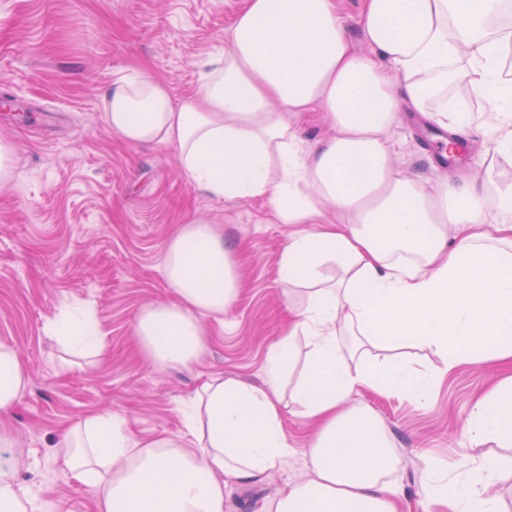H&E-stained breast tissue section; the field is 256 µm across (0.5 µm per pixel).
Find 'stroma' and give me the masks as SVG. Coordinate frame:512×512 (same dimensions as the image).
<instances>
[{
  "instance_id": "stroma-1",
  "label": "stroma",
  "mask_w": 512,
  "mask_h": 512,
  "mask_svg": "<svg viewBox=\"0 0 512 512\" xmlns=\"http://www.w3.org/2000/svg\"><path fill=\"white\" fill-rule=\"evenodd\" d=\"M244 0H0V141L13 149L11 177L0 181V340L23 362L29 385L6 420L23 453L21 482L41 512H98L76 478L58 473L55 448L84 415L123 414L136 437L181 435L190 399L221 375L251 384L265 378L270 349L291 310L304 302L285 293L279 261L295 227L278 220L267 200L224 201L190 181L174 147L131 146L104 120L102 95L120 77L141 71L166 83L174 101L200 83L202 64L229 49ZM456 79L448 101L472 109L465 160L440 162L435 125L401 110L388 133L396 172L426 189L475 173L487 196L512 188V155L497 153L480 125L485 103H472L463 57L448 64ZM204 220L239 248L243 288L186 368L149 364L134 336L137 312L172 301L162 265L170 236ZM67 305L90 306L105 336L96 361L73 356L51 339L49 324ZM411 367L432 375L435 389L415 405L370 387L352 405L377 414L398 458L390 473L402 512H422L425 456L441 460L449 480L475 459H494L493 489L512 512V448L472 446L461 429L473 402L512 375L500 362L443 372L431 351L406 347ZM284 425L292 453L263 481L237 489L227 512H261L265 502L311 467L310 429L297 404Z\"/></svg>"
}]
</instances>
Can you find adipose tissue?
<instances>
[{
  "mask_svg": "<svg viewBox=\"0 0 512 512\" xmlns=\"http://www.w3.org/2000/svg\"><path fill=\"white\" fill-rule=\"evenodd\" d=\"M500 3L364 0L355 44L335 0H245L231 50L208 62L181 102L139 73L104 92L105 122L124 142L174 146L205 192L268 199L280 223L296 225L279 277L308 295L271 349L263 385L212 378L194 397L187 434L139 439L111 411L76 423L56 457L99 512H224L234 489L283 464L291 448L278 391L301 343L307 362L290 398L317 426L307 450L312 471L267 512H398L400 490L386 479L398 461L376 416L350 406V396L362 386L413 403L430 394V376L367 360L372 347L428 349L448 370L512 360V189L491 199L478 176L463 175L426 191L395 175L386 134L405 106L465 130L469 115L446 95L448 58L463 52L470 89L489 104L484 123L498 150L512 153V80L501 69L512 32L492 22ZM316 105L332 135L313 150L288 117ZM331 206L341 222H326ZM331 266L340 279L327 276ZM162 271L175 299L141 309L134 334L152 364L186 367L209 334L203 318L223 320L239 295L237 257L213 225L193 222L168 240ZM52 328L71 354L103 356L92 312L62 309ZM26 389L15 347L1 341L0 413ZM463 435L512 447V377L476 401ZM22 465L16 439L0 429V512H38L34 492L18 479ZM427 469L424 505L497 512L494 461L452 484L437 476L435 460Z\"/></svg>",
  "mask_w": 512,
  "mask_h": 512,
  "instance_id": "1",
  "label": "adipose tissue"
}]
</instances>
